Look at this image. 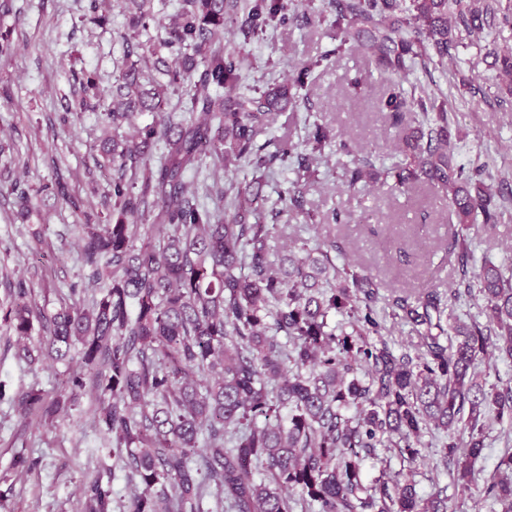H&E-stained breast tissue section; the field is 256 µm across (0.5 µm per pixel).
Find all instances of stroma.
<instances>
[{"label": "stroma", "instance_id": "obj_1", "mask_svg": "<svg viewBox=\"0 0 512 512\" xmlns=\"http://www.w3.org/2000/svg\"><path fill=\"white\" fill-rule=\"evenodd\" d=\"M307 22L271 27L244 39L235 22H227L223 43L241 50L248 60L241 73L246 88L266 89L273 83L294 82L304 63L334 53L328 68L315 71L309 108L284 110L266 129L265 139L291 131L306 143L316 125L332 128L328 142L312 166L311 187L301 208L279 216L286 230L280 246L297 240L316 244L336 241L342 261L364 268L381 288L438 292L447 295L459 280L455 237L466 238L473 268L491 263L512 275V76L504 72L488 47L499 54L512 49V28L494 23L472 33L461 32L454 60L422 68L413 64L399 82L404 91L441 89L459 118L452 126L457 139L454 160L490 172L489 186L503 214L497 223L453 224L448 204L437 188L417 184L408 192L370 178L348 186L350 172L361 159L381 171L402 162L399 131L378 100L390 81L367 60L355 41H343L334 24L330 0H301ZM122 11L113 5L94 13L88 0H9L0 7V33L10 34L15 53L0 64V138L11 149L0 154V304L6 283L22 279L35 291L46 312L59 309L70 297L80 272V241L72 227L104 212L112 172L100 168L106 136L100 111H72L73 79L91 75L100 87L111 88L124 64ZM474 78L479 94L462 89L461 79ZM352 151H340V143ZM13 169L32 189L29 216L17 214L3 173ZM63 179L70 196L41 194L40 186ZM342 210L341 223L331 221ZM42 230L45 244L32 233ZM66 363L38 368L16 356V338L0 321V383L8 401L0 402V493L10 512H80L81 487L95 470L99 432L90 403L61 415L54 422L21 421L9 403L31 386L52 391ZM425 449L415 466H408L396 449L378 448L364 467L365 483L382 475L411 474L419 496L442 492L452 512H500L498 503L465 490L455 471L439 455L438 434L423 437ZM485 450L475 465L478 485L495 476L500 458L512 450L505 425L489 421ZM38 458L27 472L11 467L16 449Z\"/></svg>", "mask_w": 512, "mask_h": 512}]
</instances>
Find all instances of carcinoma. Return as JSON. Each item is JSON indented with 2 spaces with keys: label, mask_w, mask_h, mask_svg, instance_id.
Returning a JSON list of instances; mask_svg holds the SVG:
<instances>
[{
  "label": "carcinoma",
  "mask_w": 512,
  "mask_h": 512,
  "mask_svg": "<svg viewBox=\"0 0 512 512\" xmlns=\"http://www.w3.org/2000/svg\"><path fill=\"white\" fill-rule=\"evenodd\" d=\"M127 33L124 54L137 60L112 85L101 113L112 129V211L96 224H78L82 279L96 291L78 304L46 314L22 279L10 285L3 321L28 364L77 366L52 399L36 386L17 399L27 419L51 421L91 396L102 447L133 482L126 512H448L447 499H423L409 477L363 483L365 462L379 447L398 449L410 463L423 457L422 438L441 434V453L458 479L469 481L482 456L486 420L512 422V377L479 380L476 362H512V277L489 265L469 270L465 240L456 241L461 293L482 301L485 323L441 322L431 293L395 290L336 263V242L298 250L272 245L276 225L259 208L271 166L296 157L303 175L285 183L278 203L290 211L309 190L313 153L331 139L316 126L312 152L299 151L289 132L264 153L256 138L286 106L307 105V62L291 87L241 89L246 58L216 46L240 0H182L165 36L153 0H117ZM336 27L354 33L364 54L385 72L400 74L406 60L426 68L452 56L460 29L480 30L512 8L494 0H333ZM298 18L296 0H249L240 31L255 35ZM164 48V78L141 91L138 60ZM183 109H166L167 94L183 89ZM78 83L75 108L106 101L91 78ZM411 161L384 171L399 187L419 181L438 187L448 213L468 224L480 212L495 224L484 170L468 173L452 162L456 142L448 96L391 87L380 99ZM153 113L139 127L138 115ZM428 117L423 131L407 117ZM164 152L152 163L157 143ZM252 168L244 182L206 187L213 206L200 203L186 173L212 166ZM20 215L30 211L29 188L11 183ZM386 301L388 316L377 313ZM411 326L421 350L397 354L384 338L386 318ZM40 340H26L34 324ZM480 494L512 512V452ZM83 512H114L112 480L96 475L82 485Z\"/></svg>",
  "instance_id": "carcinoma-1"
}]
</instances>
